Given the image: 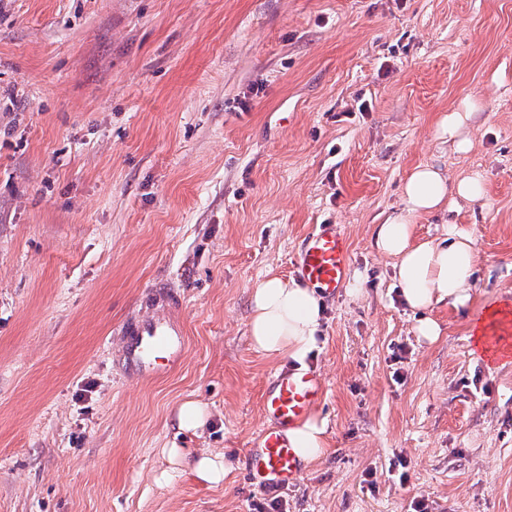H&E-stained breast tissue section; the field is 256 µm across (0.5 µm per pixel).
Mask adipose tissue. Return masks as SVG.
<instances>
[{"label": "adipose tissue", "mask_w": 512, "mask_h": 512, "mask_svg": "<svg viewBox=\"0 0 512 512\" xmlns=\"http://www.w3.org/2000/svg\"><path fill=\"white\" fill-rule=\"evenodd\" d=\"M482 196L480 180L451 179L432 164L415 166L402 186V206L373 228L372 244L390 258L401 295L410 309L435 303L466 305L473 291L476 264L472 233L449 225L444 239L415 241V220L439 210L461 209ZM320 326L319 299L294 278L272 276L255 288L249 331L253 346L264 357L304 363ZM324 422L310 417L292 428L290 442L304 462L316 461L324 450ZM165 453L173 466L188 465L194 476L211 486L221 485L231 471L221 451L204 448L197 454L170 445Z\"/></svg>", "instance_id": "obj_1"}]
</instances>
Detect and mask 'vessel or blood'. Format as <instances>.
<instances>
[{"instance_id": "obj_1", "label": "vessel or blood", "mask_w": 512, "mask_h": 512, "mask_svg": "<svg viewBox=\"0 0 512 512\" xmlns=\"http://www.w3.org/2000/svg\"><path fill=\"white\" fill-rule=\"evenodd\" d=\"M351 265L350 244L335 225L323 224L304 240L296 263L297 273L319 293L334 297L344 288ZM164 314L159 318L124 323L123 360L127 374L139 381L151 380L175 370L187 345L177 320L182 301L173 289H150ZM323 398V385L310 369L275 373L261 396L267 421L254 447L246 449L248 470L265 491L287 487L301 470L302 461L292 448L288 431L307 419Z\"/></svg>"}]
</instances>
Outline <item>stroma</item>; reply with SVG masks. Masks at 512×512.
I'll return each mask as SVG.
<instances>
[{"label":"stroma","instance_id":"35a3bbf8","mask_svg":"<svg viewBox=\"0 0 512 512\" xmlns=\"http://www.w3.org/2000/svg\"><path fill=\"white\" fill-rule=\"evenodd\" d=\"M465 102L456 153L438 121ZM420 163L483 185L417 222L477 248L471 301L422 313L371 240ZM322 224L358 286L323 299L307 359L326 448L265 492L243 451L282 366L251 294ZM160 280L187 348L132 382L121 327ZM492 303L512 306V0H0V512H512V358L468 337ZM173 442L232 470H171ZM208 417L209 411L207 406L193 399L183 401L177 410L179 427L187 431L202 429ZM164 452L171 465L178 467L187 464L199 481L210 486L221 485L232 469L230 462L225 460L224 453L213 448H203L189 459L190 451L179 448L173 442L169 448H164Z\"/></svg>","mask_w":512,"mask_h":512}]
</instances>
